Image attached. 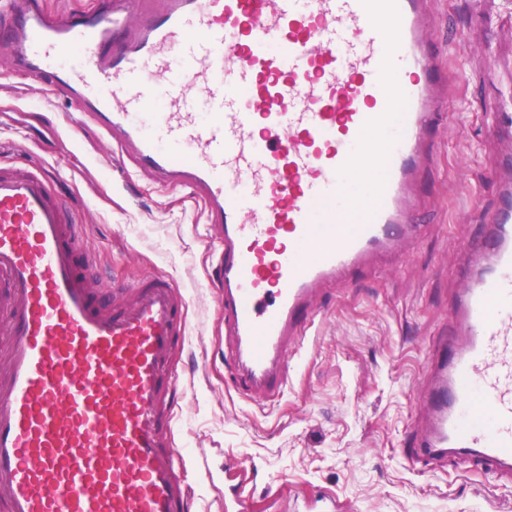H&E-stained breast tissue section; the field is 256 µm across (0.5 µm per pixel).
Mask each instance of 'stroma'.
<instances>
[{"label": "stroma", "mask_w": 512, "mask_h": 512, "mask_svg": "<svg viewBox=\"0 0 512 512\" xmlns=\"http://www.w3.org/2000/svg\"><path fill=\"white\" fill-rule=\"evenodd\" d=\"M431 18L456 92L420 232L399 257L377 260L352 287L325 296L287 388L271 402L225 385L224 323L208 259L217 233L200 202L125 175L77 102L0 65V168L55 171L57 193L109 278L162 274L188 298L175 439L209 456V473L187 474L195 512H224L216 483L238 486L245 512H290L314 497L336 500L342 512H512L511 474L458 458L429 472L403 455L462 252L494 202L489 172L501 140L491 108L512 99V0H432Z\"/></svg>", "instance_id": "stroma-1"}]
</instances>
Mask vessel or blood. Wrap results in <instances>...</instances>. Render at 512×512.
<instances>
[{"label": "vessel or blood", "mask_w": 512, "mask_h": 512, "mask_svg": "<svg viewBox=\"0 0 512 512\" xmlns=\"http://www.w3.org/2000/svg\"><path fill=\"white\" fill-rule=\"evenodd\" d=\"M431 0H108L12 17L0 63L78 101L123 166L191 188L221 230L230 381L278 397L323 307L413 238L448 122ZM490 177L488 234L434 342L409 463L512 470V156ZM40 168H0V512H190L173 423L184 292L130 298L95 276Z\"/></svg>", "instance_id": "vessel-or-blood-1"}]
</instances>
